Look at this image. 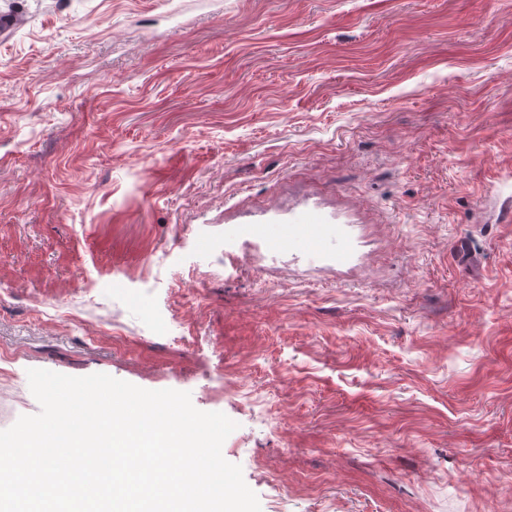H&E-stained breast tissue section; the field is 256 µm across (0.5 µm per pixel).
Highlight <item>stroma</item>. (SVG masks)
I'll return each mask as SVG.
<instances>
[{"instance_id":"obj_1","label":"stroma","mask_w":512,"mask_h":512,"mask_svg":"<svg viewBox=\"0 0 512 512\" xmlns=\"http://www.w3.org/2000/svg\"><path fill=\"white\" fill-rule=\"evenodd\" d=\"M1 10L0 430L105 373L261 512H512V0Z\"/></svg>"}]
</instances>
